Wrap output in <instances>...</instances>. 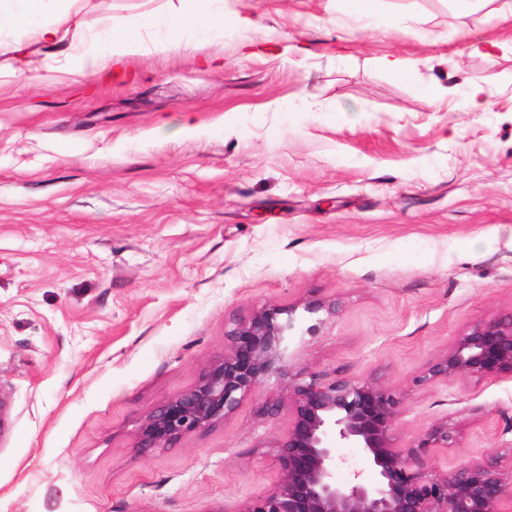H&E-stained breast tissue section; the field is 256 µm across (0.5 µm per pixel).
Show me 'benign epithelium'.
I'll list each match as a JSON object with an SVG mask.
<instances>
[{
    "label": "benign epithelium",
    "mask_w": 512,
    "mask_h": 512,
    "mask_svg": "<svg viewBox=\"0 0 512 512\" xmlns=\"http://www.w3.org/2000/svg\"><path fill=\"white\" fill-rule=\"evenodd\" d=\"M295 310L266 305L224 330V352L197 382L165 400L142 420L141 449L166 448L223 421L266 380L286 391L279 406L288 427L271 442L278 481L269 490L221 512H512V470L472 458L448 471L429 454L455 448L460 431L444 419L414 441L397 444L401 396L376 381L331 377L287 362L291 336H315L320 323L301 327ZM512 377V313L470 326L434 360L418 383ZM338 448H358L371 475L336 481Z\"/></svg>",
    "instance_id": "7a95c632"
}]
</instances>
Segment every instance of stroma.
<instances>
[{"mask_svg":"<svg viewBox=\"0 0 512 512\" xmlns=\"http://www.w3.org/2000/svg\"><path fill=\"white\" fill-rule=\"evenodd\" d=\"M166 4L75 0L24 77L25 34L0 30V512H222L270 489L276 381L171 447L136 432L231 320L314 299L338 313L290 337V362L397 391L399 445L457 424L442 469L512 466V378L415 382L512 311V9L383 0L363 27L341 0H218L252 27L169 52L146 33L111 75L68 68L110 20ZM392 54L409 78L377 66Z\"/></svg>","mask_w":512,"mask_h":512,"instance_id":"obj_1","label":"stroma"}]
</instances>
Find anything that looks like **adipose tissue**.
Here are the masks:
<instances>
[{"label":"adipose tissue","instance_id":"1","mask_svg":"<svg viewBox=\"0 0 512 512\" xmlns=\"http://www.w3.org/2000/svg\"><path fill=\"white\" fill-rule=\"evenodd\" d=\"M218 22L211 0H178L166 11L141 15L135 23L109 26L103 34V50L90 54L75 52L70 61L73 71L96 74L111 69L113 63L138 53V34L143 30L160 32L157 47L168 50L184 42L186 36L202 37ZM27 30L42 42L55 41L59 35L57 22L46 17V0H0V27Z\"/></svg>","mask_w":512,"mask_h":512}]
</instances>
